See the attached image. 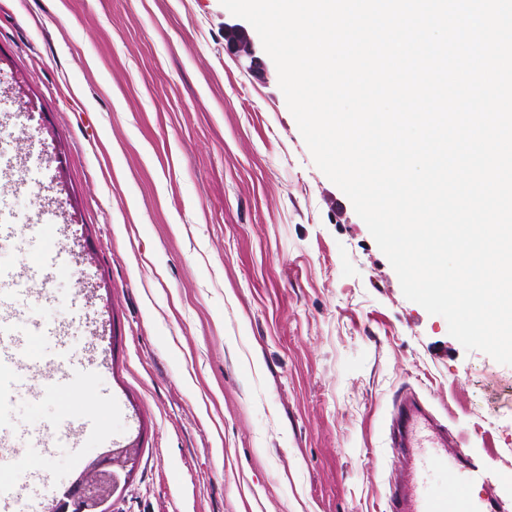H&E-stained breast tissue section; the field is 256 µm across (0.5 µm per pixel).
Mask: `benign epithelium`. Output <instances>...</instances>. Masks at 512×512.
Instances as JSON below:
<instances>
[{"instance_id":"1","label":"benign epithelium","mask_w":512,"mask_h":512,"mask_svg":"<svg viewBox=\"0 0 512 512\" xmlns=\"http://www.w3.org/2000/svg\"><path fill=\"white\" fill-rule=\"evenodd\" d=\"M136 449L113 448L89 461L61 498L53 499L51 512H99L121 484Z\"/></svg>"}]
</instances>
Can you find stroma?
<instances>
[{
  "mask_svg": "<svg viewBox=\"0 0 512 512\" xmlns=\"http://www.w3.org/2000/svg\"><path fill=\"white\" fill-rule=\"evenodd\" d=\"M0 157L24 161L0 204L33 227L0 240L30 293L16 328L65 333L0 413L45 477L28 512L128 445L105 512H386L402 395L492 461L512 512V366L405 298L220 0H0Z\"/></svg>",
  "mask_w": 512,
  "mask_h": 512,
  "instance_id": "1",
  "label": "stroma"
}]
</instances>
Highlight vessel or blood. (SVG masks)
I'll return each instance as SVG.
<instances>
[{
	"instance_id": "obj_1",
	"label": "vessel or blood",
	"mask_w": 512,
	"mask_h": 512,
	"mask_svg": "<svg viewBox=\"0 0 512 512\" xmlns=\"http://www.w3.org/2000/svg\"><path fill=\"white\" fill-rule=\"evenodd\" d=\"M23 339L10 333L8 316L0 315V362L16 365L19 372L34 367L32 357L22 355ZM397 434L392 437L404 460L401 473L390 482L389 512H496L491 494L492 465L475 458L447 425L435 420L419 404L400 402L396 410ZM445 467L447 486L438 494L427 490L433 465ZM29 475L12 471L0 458V512H13L15 497L28 486Z\"/></svg>"
}]
</instances>
